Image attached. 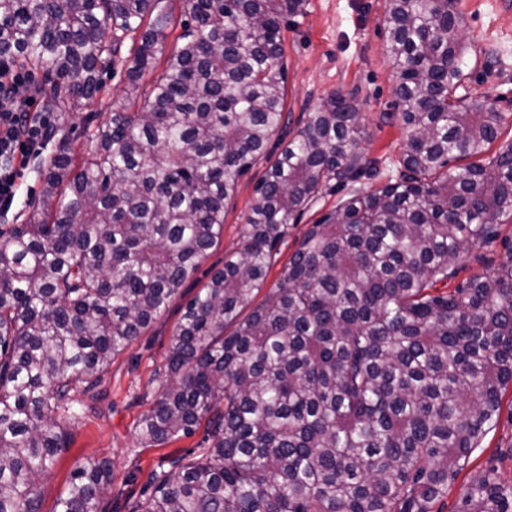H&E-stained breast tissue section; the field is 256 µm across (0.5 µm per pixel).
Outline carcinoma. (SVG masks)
<instances>
[{
	"label": "carcinoma",
	"mask_w": 512,
	"mask_h": 512,
	"mask_svg": "<svg viewBox=\"0 0 512 512\" xmlns=\"http://www.w3.org/2000/svg\"><path fill=\"white\" fill-rule=\"evenodd\" d=\"M160 0H0V58L45 71L51 106L87 108L124 58L137 112L88 119L42 198L0 238V512H40L100 373L220 241L225 206L283 120V22L307 0H185L190 20L151 88ZM457 0H387L383 23L408 131L398 179L361 143V107L327 97L256 187L240 248L185 305L137 435L210 446L149 472L135 512H431L500 416L512 382V244L455 287L459 263L512 224L504 115L457 95L468 47ZM468 163L461 164V161ZM346 191L258 305L273 252L323 190ZM112 465L74 469L55 512H100ZM455 512H512V484L472 474Z\"/></svg>",
	"instance_id": "1"
}]
</instances>
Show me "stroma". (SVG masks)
<instances>
[{
    "instance_id": "obj_1",
    "label": "stroma",
    "mask_w": 512,
    "mask_h": 512,
    "mask_svg": "<svg viewBox=\"0 0 512 512\" xmlns=\"http://www.w3.org/2000/svg\"><path fill=\"white\" fill-rule=\"evenodd\" d=\"M385 7V0H309L306 15L284 26L285 107L282 126L267 147L269 157L240 179L225 208L221 242L210 250L168 308L101 373L93 409L71 422L68 447L40 482L42 512H53L57 501L68 493L73 470L86 460L112 464V487L101 504L103 512H132L151 470L175 456L204 452L205 428L164 446L145 448L137 439L136 426L156 389V374L166 366L184 305L208 282L214 270L223 267L225 256L240 247L252 213L256 183L263 178L269 158L277 157L308 112L336 92L354 97L362 106L367 132L364 152L377 160L384 176L396 175L407 131L394 105L396 76L386 51L382 24ZM457 9L470 45L467 77L460 93L491 103L511 121L512 0H458ZM101 81L103 90L90 111L51 110L55 135L41 156L30 157L21 165L19 196L9 211L0 212V229L27 222L42 188L41 172L56 150L59 136H67L77 155L85 156L90 146L84 134L87 114H94L100 124L112 113L139 109V102L127 94L128 80L121 64L104 67ZM338 198V193L325 192L292 221L274 252L266 288L279 284L305 232L335 206ZM490 466L497 469L502 481L512 482V384L502 391L496 427L471 456V471Z\"/></svg>"
}]
</instances>
